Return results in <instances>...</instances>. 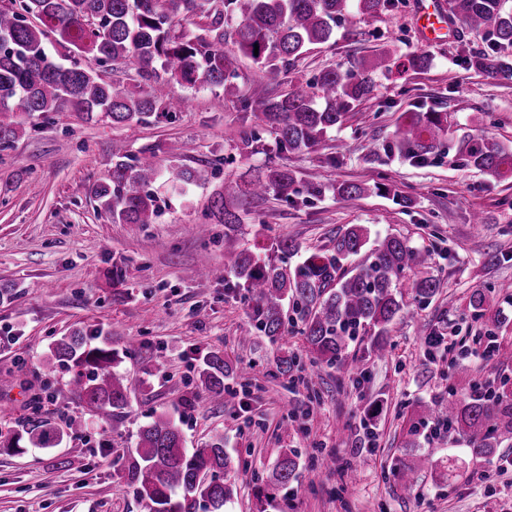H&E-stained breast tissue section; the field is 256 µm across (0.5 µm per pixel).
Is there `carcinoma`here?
<instances>
[{
  "label": "carcinoma",
  "instance_id": "carcinoma-1",
  "mask_svg": "<svg viewBox=\"0 0 512 512\" xmlns=\"http://www.w3.org/2000/svg\"><path fill=\"white\" fill-rule=\"evenodd\" d=\"M0 8V153L13 147L27 119L55 122L71 107L90 121L102 114L114 125H145L173 118L185 99L173 84L188 88L221 87L236 94L235 62L242 55L265 71L268 82L254 87L242 100L241 111L252 123L263 122L276 134L282 153H316L328 131L341 126L357 103L375 90V75L392 72L390 46L376 49L374 58L350 63L344 70L327 69L305 83L278 89L280 76L309 50L329 42L341 25L353 38H370L367 23L378 18L394 0H10ZM449 12L471 34L485 41L484 50L467 63L489 75L512 73V0H449ZM193 26L175 32L174 19ZM232 48H226V44ZM87 60L81 65L79 58ZM132 66L144 88L122 91L105 79L100 68L112 63ZM451 127L448 113L406 112L386 148L415 162L429 159ZM158 147L142 145L130 153L112 152L109 178L91 187L93 201L115 224H153L160 213L153 185L161 177ZM460 163L488 175L512 170V153L484 134L463 133L458 139ZM171 193L181 197L194 175L169 169ZM296 173L284 166H266L243 184L227 183L214 195L210 217L224 225V268L201 267L206 278H233L252 303L257 328L270 341L288 335L284 317L288 304L302 315L305 354L315 365L334 366L355 378L363 368L350 355V344L366 343L377 358L388 352L387 336L403 311L404 297L422 303L437 294L433 277L409 275L424 256L395 234L371 237L365 224H351L336 235L326 253L313 252L290 270L262 254L234 245L233 232L249 200L275 194L287 201L301 194ZM367 188L339 183L336 196L352 199ZM357 259L346 273L343 261ZM488 294L474 290L469 305L485 316ZM46 363L76 370L75 385L88 410L101 414L127 406L136 384L120 371L122 357L104 337L98 343L76 330L57 339ZM234 373L218 352L198 365L200 385L212 397H222ZM486 397L448 393V399L421 403L420 418L437 414L448 429L467 437L472 456L489 458L512 442V391ZM36 448H53L61 432L44 421L23 425L1 448H18L23 440ZM135 496L147 512H224L232 501L231 457L224 436L215 435L189 452L181 430L165 415L141 426L136 447L127 449ZM298 452L280 450L265 477L255 487L257 512L274 506L273 490L295 477ZM459 461L448 462L420 453L398 462L393 476L413 490L426 472L445 481L460 476ZM206 474L215 478L207 480Z\"/></svg>",
  "mask_w": 512,
  "mask_h": 512
}]
</instances>
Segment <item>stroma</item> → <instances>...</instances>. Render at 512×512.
<instances>
[{
	"instance_id": "1",
	"label": "stroma",
	"mask_w": 512,
	"mask_h": 512,
	"mask_svg": "<svg viewBox=\"0 0 512 512\" xmlns=\"http://www.w3.org/2000/svg\"><path fill=\"white\" fill-rule=\"evenodd\" d=\"M413 2L396 0L375 21L378 39L358 41L337 28L331 41L312 46L286 74V81L306 82L322 69L371 57L382 41L398 54L431 60L422 71L377 74L373 97L328 132L319 152H276L267 127L256 151L244 149L238 98L266 75L241 58L237 95L178 87L187 99L182 112L146 126L65 115L25 128L0 155V286L15 290L13 300L0 303V436L40 420L64 430L54 448L0 450V512H146L121 451L134 447L139 427L161 413L181 428L186 448L223 435L239 465L231 512H256L255 483L283 448L297 449L300 467L273 512H512V471L481 481L489 460L472 457L456 434L426 437L431 419L414 437L418 451L462 460L461 477L422 478L409 495L392 476L417 404L441 401L452 386L467 390L486 381L496 389L512 381V321L495 324L469 307L477 288L489 289L491 308L512 306V175L461 166L449 137L424 164L384 149L401 113L433 109L512 150V76L489 77L464 63L465 54L483 47L466 31L422 43ZM119 143L132 153L157 145L161 167L179 158L196 171L197 186L181 199L157 182L162 214L156 223H112L97 212L90 188L107 176ZM218 157L222 165L213 166ZM267 164L288 166L302 185L320 184L326 192L310 204L271 194L254 200L235 233L238 246L293 239L298 251L283 258L292 268L310 252L329 249L339 229L364 224L372 233L409 240L425 254L417 275L440 283L433 298L408 305L393 324L386 358L374 357L364 343L352 345L368 372L364 381L305 359L291 376L280 375L275 356L304 350L298 313L286 308L290 333L271 344L259 335L242 289L198 274L201 263L224 264V227L206 218L211 195ZM341 182L369 191L340 199L330 187ZM388 183L406 204L380 192ZM492 253L498 256L493 264ZM76 329L108 335L123 354L122 370L145 379L124 409L89 416L73 370L44 364L54 341ZM427 330L443 333L461 358L429 360ZM243 336L251 337L249 346L240 345ZM490 338L493 359L467 357ZM211 350L241 369L220 402L209 400L195 378L199 358ZM372 401L382 403L383 412L370 440L362 419Z\"/></svg>"
}]
</instances>
